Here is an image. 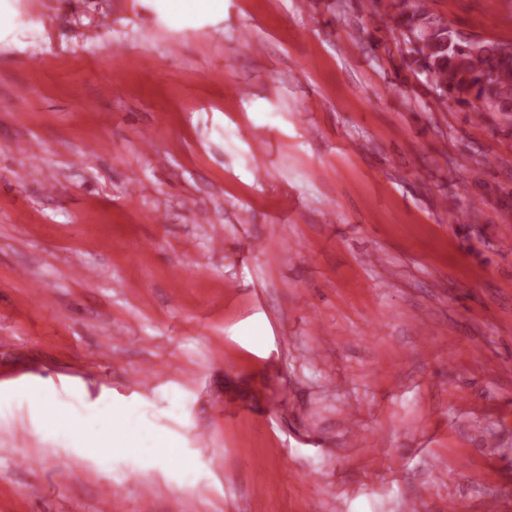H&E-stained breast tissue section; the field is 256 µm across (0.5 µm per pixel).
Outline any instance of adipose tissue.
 Instances as JSON below:
<instances>
[{
    "mask_svg": "<svg viewBox=\"0 0 512 512\" xmlns=\"http://www.w3.org/2000/svg\"><path fill=\"white\" fill-rule=\"evenodd\" d=\"M154 9L165 15L169 24L176 28L193 26L198 19H220L224 14V0H152ZM124 418L126 427L115 431L113 422ZM56 421L64 434L76 447L90 453L109 451L115 448L131 454L141 453L144 449V433L133 413L124 405L110 400L102 401L88 409L84 414L71 416L57 413ZM95 430V437H88V430Z\"/></svg>",
    "mask_w": 512,
    "mask_h": 512,
    "instance_id": "obj_1",
    "label": "adipose tissue"
}]
</instances>
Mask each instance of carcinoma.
<instances>
[{
	"mask_svg": "<svg viewBox=\"0 0 512 512\" xmlns=\"http://www.w3.org/2000/svg\"><path fill=\"white\" fill-rule=\"evenodd\" d=\"M428 11L416 0L401 13L399 29L411 26V21ZM502 43L482 39L469 44L452 38L448 48L439 42L425 41L417 50L412 63L424 68L426 80L434 90L447 93L458 105L483 112L482 104L507 101L512 95V55L501 52Z\"/></svg>",
	"mask_w": 512,
	"mask_h": 512,
	"instance_id": "1",
	"label": "carcinoma"
}]
</instances>
